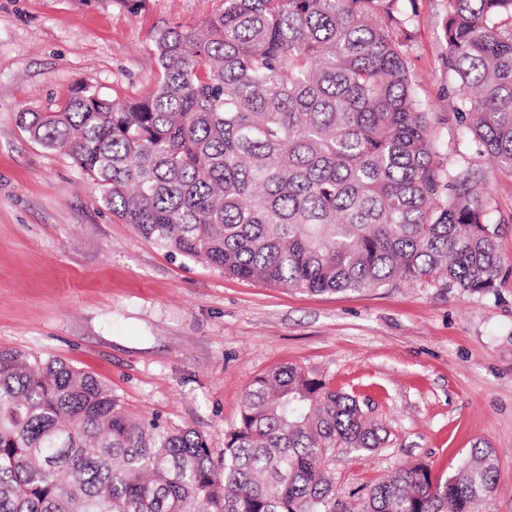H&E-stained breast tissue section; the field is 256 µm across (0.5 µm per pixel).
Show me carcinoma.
I'll return each instance as SVG.
<instances>
[{"mask_svg": "<svg viewBox=\"0 0 512 512\" xmlns=\"http://www.w3.org/2000/svg\"><path fill=\"white\" fill-rule=\"evenodd\" d=\"M399 0H224L153 39L145 97L76 86L20 127L157 247L310 293L422 283L491 292L503 258L490 173L512 176V0H448L452 166L408 68ZM358 398L299 366L258 376L214 457L204 435L134 418L93 375L0 348V512H473L487 447L449 477L398 468L336 498L330 457L387 441ZM456 129L457 127H453V129L450 131L448 129V125H440V127L437 128L436 130L437 137L440 143L442 144V153L445 154L447 162L449 158L450 163H454L457 159L460 158L457 155L460 152L464 153L467 156L471 155L477 158L474 149L470 147V144L468 142L457 145L458 141L456 138ZM454 146H456V149L459 150L460 152L453 151L455 149Z\"/></svg>", "mask_w": 512, "mask_h": 512, "instance_id": "1", "label": "carcinoma"}]
</instances>
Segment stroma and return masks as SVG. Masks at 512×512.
<instances>
[{"label": "stroma", "instance_id": "1", "mask_svg": "<svg viewBox=\"0 0 512 512\" xmlns=\"http://www.w3.org/2000/svg\"><path fill=\"white\" fill-rule=\"evenodd\" d=\"M222 0H0V348L92 373L136 416L202 431L213 453L260 375L299 366L358 396L384 447L337 454L336 496L404 463L454 473L476 442L497 488L483 512H512V223L485 295L423 284L338 293L225 276L158 249L112 215L64 154L18 125L82 83L138 99L155 86L153 37L191 29ZM409 70L428 111L451 112L448 0H401Z\"/></svg>", "mask_w": 512, "mask_h": 512}]
</instances>
